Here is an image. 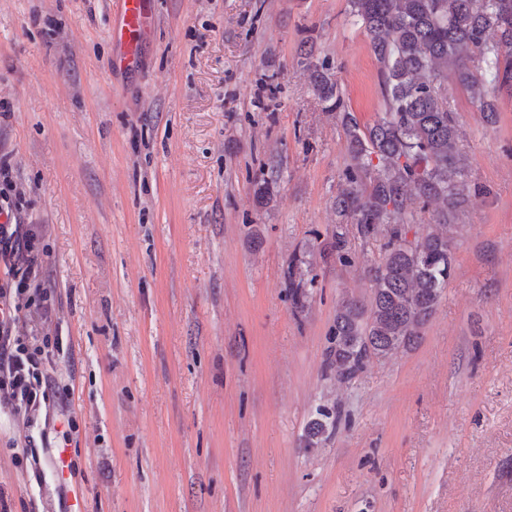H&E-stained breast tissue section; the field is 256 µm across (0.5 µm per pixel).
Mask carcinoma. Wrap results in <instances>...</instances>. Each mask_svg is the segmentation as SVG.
<instances>
[{
  "instance_id": "1",
  "label": "carcinoma",
  "mask_w": 512,
  "mask_h": 512,
  "mask_svg": "<svg viewBox=\"0 0 512 512\" xmlns=\"http://www.w3.org/2000/svg\"><path fill=\"white\" fill-rule=\"evenodd\" d=\"M351 23L369 40L379 66L382 116L361 129L346 110L336 74L305 54L315 96L336 112L351 163L335 199L365 238L381 236V261L368 269L371 298L346 296L338 304L326 369L351 381L371 358H385L419 338L451 276L458 213L470 194L456 113L445 97L453 77L494 115L488 95L512 86V0H348ZM438 205L433 231L416 242L403 238L412 204ZM351 262L344 233L328 245ZM295 308L308 292L300 264L288 265ZM337 419L317 410L304 447L319 443Z\"/></svg>"
}]
</instances>
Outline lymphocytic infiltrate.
Returning <instances> with one entry per match:
<instances>
[{
    "mask_svg": "<svg viewBox=\"0 0 512 512\" xmlns=\"http://www.w3.org/2000/svg\"><path fill=\"white\" fill-rule=\"evenodd\" d=\"M37 238L25 225L0 224V263L10 275L8 286H0V402L29 427L54 403L45 344L16 331L21 307L35 308L47 322L53 315L51 291L38 279Z\"/></svg>",
    "mask_w": 512,
    "mask_h": 512,
    "instance_id": "f902f5d3",
    "label": "lymphocytic infiltrate"
}]
</instances>
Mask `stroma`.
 Returning <instances> with one entry per match:
<instances>
[{"label": "stroma", "instance_id": "35a3bbf8", "mask_svg": "<svg viewBox=\"0 0 512 512\" xmlns=\"http://www.w3.org/2000/svg\"><path fill=\"white\" fill-rule=\"evenodd\" d=\"M134 73L109 0H0V159L52 291L54 392L86 512H512V90L448 85L467 174L453 268L420 338L325 370L381 238L334 205L350 163L305 53L360 127L383 110L347 0H153ZM269 194L258 199L256 182ZM343 228L351 262L325 246ZM316 279L304 309L292 259ZM337 413L313 448L320 406ZM0 405L11 512H64ZM295 261V259H292L288 265L291 298L296 309H304L308 299V292L305 289L306 283H304V279L302 278L303 274L299 271L302 261L299 260L300 264Z\"/></svg>", "mask_w": 512, "mask_h": 512}]
</instances>
